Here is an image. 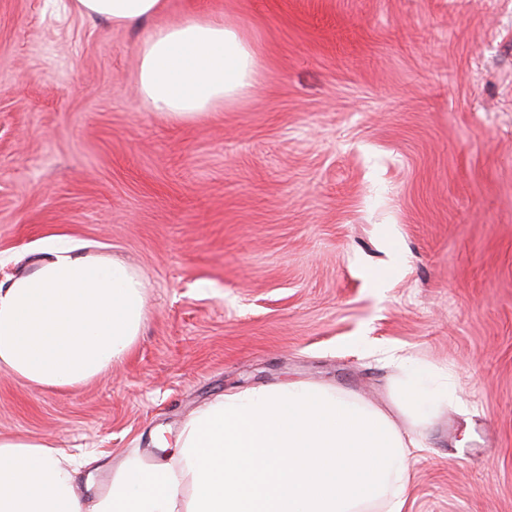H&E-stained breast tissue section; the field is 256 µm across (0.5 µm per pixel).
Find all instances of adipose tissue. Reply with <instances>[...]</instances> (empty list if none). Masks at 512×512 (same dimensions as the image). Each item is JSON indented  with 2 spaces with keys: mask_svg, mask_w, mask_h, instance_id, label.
I'll list each match as a JSON object with an SVG mask.
<instances>
[{
  "mask_svg": "<svg viewBox=\"0 0 512 512\" xmlns=\"http://www.w3.org/2000/svg\"><path fill=\"white\" fill-rule=\"evenodd\" d=\"M116 27L156 17L164 0H75ZM142 99L173 123L243 98L259 45L220 13L153 28L139 46ZM147 317L146 282L123 261L49 240L32 271L0 281V367L70 388L125 357ZM452 383L411 365L396 409L423 422L456 404ZM408 445L383 409L288 383L224 396L183 424L163 462L125 460L84 506L82 461L45 440L0 439V512H405Z\"/></svg>",
  "mask_w": 512,
  "mask_h": 512,
  "instance_id": "adipose-tissue-1",
  "label": "adipose tissue"
}]
</instances>
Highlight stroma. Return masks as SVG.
Wrapping results in <instances>:
<instances>
[{"label":"stroma","instance_id":"35a3bbf8","mask_svg":"<svg viewBox=\"0 0 512 512\" xmlns=\"http://www.w3.org/2000/svg\"><path fill=\"white\" fill-rule=\"evenodd\" d=\"M207 12L260 43L261 75L173 124L138 91L148 26L0 0V280L65 237L135 267L148 300L95 380L0 370V438L95 455L89 502L227 393L391 409L396 348L461 398L396 419L423 443L407 512H512V0H167L159 21Z\"/></svg>","mask_w":512,"mask_h":512}]
</instances>
